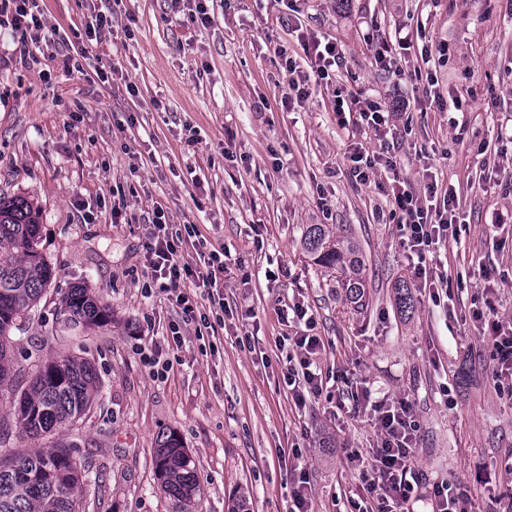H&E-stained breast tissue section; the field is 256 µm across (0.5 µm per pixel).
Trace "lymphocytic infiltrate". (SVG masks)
Instances as JSON below:
<instances>
[{
  "instance_id": "lymphocytic-infiltrate-1",
  "label": "lymphocytic infiltrate",
  "mask_w": 512,
  "mask_h": 512,
  "mask_svg": "<svg viewBox=\"0 0 512 512\" xmlns=\"http://www.w3.org/2000/svg\"><path fill=\"white\" fill-rule=\"evenodd\" d=\"M353 107L361 121L374 129L381 145L379 151L369 152L355 148L350 159L351 172L359 181L369 180L379 169L395 167L393 150L399 134L391 120L392 109L382 108L373 102L354 101ZM388 193L400 212L402 247L407 255V267L417 288L428 292L433 303H440L443 296L442 280L433 278L427 257L448 240V231L455 224L453 194L438 195L436 183H428L424 195H416L403 180L393 179ZM152 229L146 242L151 280L159 291L173 294L176 303L189 322L207 323L197 302L181 286L195 280L202 287L219 290L224 285V274L232 258L230 252L211 250L199 252L195 263L180 259V249L185 237L195 236L193 225L176 230L162 206L152 210ZM482 317L487 319L491 334L486 343V356L492 379L506 386L512 396V323L499 320L492 300L493 287L485 285ZM281 318L304 324V331L289 339L286 368L283 379L295 405H306L318 398L324 389V378L318 359L325 349L321 337L312 335L314 319L308 308L295 303L291 309H280ZM354 405L371 404L375 413L374 426L378 439L360 470L361 481L371 501L370 506L356 508L355 512H403L405 504L416 497L422 475L415 465L414 449L418 439V424L411 406L403 400L372 401L367 385H360L353 397Z\"/></svg>"
}]
</instances>
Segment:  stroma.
I'll return each mask as SVG.
<instances>
[{"label":"stroma","instance_id":"obj_1","mask_svg":"<svg viewBox=\"0 0 512 512\" xmlns=\"http://www.w3.org/2000/svg\"><path fill=\"white\" fill-rule=\"evenodd\" d=\"M35 4L41 43L0 36V195L38 207L39 250L56 278L11 333L13 374L0 385L11 454L41 446L11 417L33 370L75 357L101 384L91 411L56 436L97 475L82 486V512H173L154 475L168 431L195 463L196 512H289L301 469L312 512H349L361 488L341 451L368 452L377 432L370 415L335 416L325 399L294 406L277 310L301 301L325 342L323 373L410 403L424 482L462 481L474 512H505L512 400L490 378L487 327L472 313L483 263L497 315L512 321V0H206L207 26L192 22L194 0ZM99 13L115 33L96 43L87 31ZM294 15L343 58L289 105L292 74L310 72ZM354 97L407 106L395 172L367 183L350 155L380 143L336 112ZM393 174L419 194L433 177L456 192V233L432 262L454 315L420 293L412 312L398 306L410 277L380 188ZM157 203L171 223L195 225L207 249L243 261L224 279L223 324L185 326L178 345L179 307L147 287ZM310 224L359 241L363 311L304 252ZM75 286L111 307L108 324L64 327L60 299Z\"/></svg>","mask_w":512,"mask_h":512}]
</instances>
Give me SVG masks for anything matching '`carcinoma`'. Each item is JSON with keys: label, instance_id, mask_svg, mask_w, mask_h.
<instances>
[{"label": "carcinoma", "instance_id": "cac0c4a2", "mask_svg": "<svg viewBox=\"0 0 512 512\" xmlns=\"http://www.w3.org/2000/svg\"><path fill=\"white\" fill-rule=\"evenodd\" d=\"M303 248L336 281V293L361 309L367 297L364 258L359 243L328 224H310ZM56 271L39 251V212L24 198L0 196V384L12 369L10 334L42 298ZM65 326H102L110 309L85 288H72L61 299ZM94 366L70 357L41 365L21 395L13 416L30 438L52 439L86 416L98 393ZM155 478L176 512H193L199 489L194 461L173 432L157 438ZM89 468L71 447L55 441L47 449L0 458V512H77L81 483Z\"/></svg>", "mask_w": 512, "mask_h": 512}]
</instances>
